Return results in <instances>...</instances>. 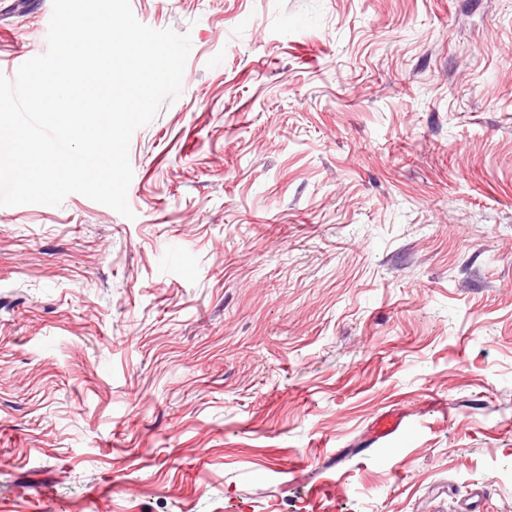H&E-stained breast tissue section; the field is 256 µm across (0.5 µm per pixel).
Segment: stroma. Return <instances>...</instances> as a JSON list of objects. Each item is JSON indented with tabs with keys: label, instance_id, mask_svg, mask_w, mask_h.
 <instances>
[{
	"label": "stroma",
	"instance_id": "stroma-1",
	"mask_svg": "<svg viewBox=\"0 0 512 512\" xmlns=\"http://www.w3.org/2000/svg\"><path fill=\"white\" fill-rule=\"evenodd\" d=\"M130 4L134 219L0 206V512H512V0Z\"/></svg>",
	"mask_w": 512,
	"mask_h": 512
}]
</instances>
